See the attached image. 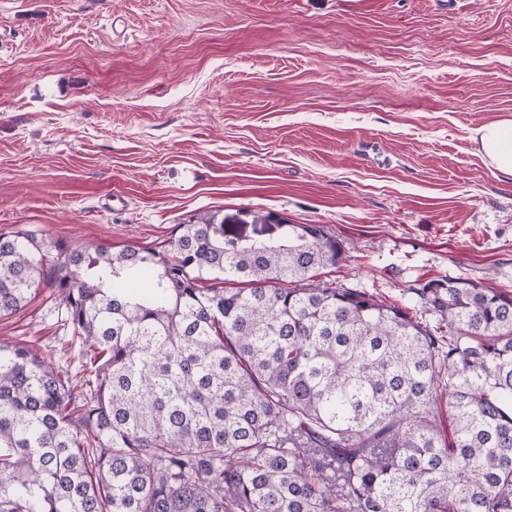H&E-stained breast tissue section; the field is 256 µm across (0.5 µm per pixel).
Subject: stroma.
<instances>
[{"mask_svg": "<svg viewBox=\"0 0 512 512\" xmlns=\"http://www.w3.org/2000/svg\"><path fill=\"white\" fill-rule=\"evenodd\" d=\"M499 118L512 0H0V233L155 247L272 211L344 241L345 287L512 294V178L469 139ZM0 343L80 369L45 286Z\"/></svg>", "mask_w": 512, "mask_h": 512, "instance_id": "obj_1", "label": "stroma"}]
</instances>
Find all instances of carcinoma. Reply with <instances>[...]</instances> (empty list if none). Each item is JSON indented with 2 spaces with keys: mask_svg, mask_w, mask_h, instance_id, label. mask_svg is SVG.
<instances>
[{
  "mask_svg": "<svg viewBox=\"0 0 512 512\" xmlns=\"http://www.w3.org/2000/svg\"><path fill=\"white\" fill-rule=\"evenodd\" d=\"M227 223L0 234V316L54 288L83 358L0 344V512H512V296L430 281V323L321 278L325 224Z\"/></svg>",
  "mask_w": 512,
  "mask_h": 512,
  "instance_id": "cac0c4a2",
  "label": "carcinoma"
}]
</instances>
